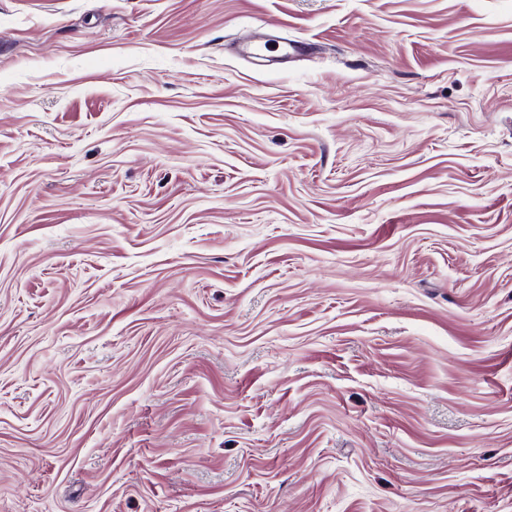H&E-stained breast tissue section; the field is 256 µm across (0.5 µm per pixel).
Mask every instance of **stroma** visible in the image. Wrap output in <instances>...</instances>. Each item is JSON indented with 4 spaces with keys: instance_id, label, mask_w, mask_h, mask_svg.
I'll list each match as a JSON object with an SVG mask.
<instances>
[{
    "instance_id": "obj_1",
    "label": "stroma",
    "mask_w": 512,
    "mask_h": 512,
    "mask_svg": "<svg viewBox=\"0 0 512 512\" xmlns=\"http://www.w3.org/2000/svg\"><path fill=\"white\" fill-rule=\"evenodd\" d=\"M0 512H512V0H0ZM271 42L272 40L268 39L264 33L250 29L237 41L235 50L240 57L262 64L273 57L274 53L290 61L303 55L309 49V44L301 40H287L281 44Z\"/></svg>"
}]
</instances>
